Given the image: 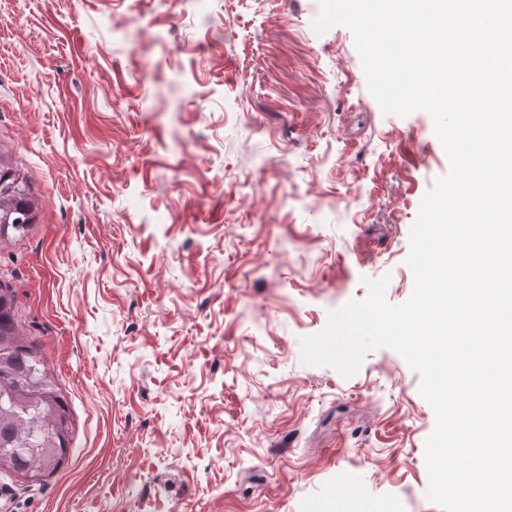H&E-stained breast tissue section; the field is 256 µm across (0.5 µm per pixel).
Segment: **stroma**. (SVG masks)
<instances>
[{
	"instance_id": "1",
	"label": "stroma",
	"mask_w": 512,
	"mask_h": 512,
	"mask_svg": "<svg viewBox=\"0 0 512 512\" xmlns=\"http://www.w3.org/2000/svg\"><path fill=\"white\" fill-rule=\"evenodd\" d=\"M318 0H0V154L36 203L0 281L70 409L0 512H444L435 415L395 350L300 339L406 266L448 157L383 113Z\"/></svg>"
}]
</instances>
